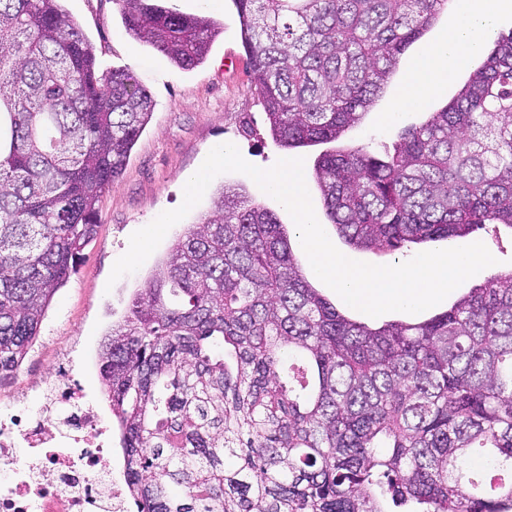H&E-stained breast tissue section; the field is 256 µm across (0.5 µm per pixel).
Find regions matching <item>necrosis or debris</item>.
I'll list each match as a JSON object with an SVG mask.
<instances>
[{
	"mask_svg": "<svg viewBox=\"0 0 512 512\" xmlns=\"http://www.w3.org/2000/svg\"><path fill=\"white\" fill-rule=\"evenodd\" d=\"M73 371L63 359L33 386L37 408L0 400V512H128L125 474L106 471L110 428Z\"/></svg>",
	"mask_w": 512,
	"mask_h": 512,
	"instance_id": "necrosis-or-debris-1",
	"label": "necrosis or debris"
}]
</instances>
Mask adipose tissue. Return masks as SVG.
Here are the masks:
<instances>
[{
	"label": "adipose tissue",
	"instance_id": "adipose-tissue-1",
	"mask_svg": "<svg viewBox=\"0 0 512 512\" xmlns=\"http://www.w3.org/2000/svg\"><path fill=\"white\" fill-rule=\"evenodd\" d=\"M505 9L512 10V0H461L447 32L412 65L399 90L398 105L423 101L447 87L456 73L470 64L481 35Z\"/></svg>",
	"mask_w": 512,
	"mask_h": 512
}]
</instances>
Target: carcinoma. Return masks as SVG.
Wrapping results in <instances>:
<instances>
[{
  "label": "carcinoma",
  "mask_w": 512,
  "mask_h": 512,
  "mask_svg": "<svg viewBox=\"0 0 512 512\" xmlns=\"http://www.w3.org/2000/svg\"><path fill=\"white\" fill-rule=\"evenodd\" d=\"M178 68L224 25L119 0ZM270 136L357 128L452 0H232ZM153 101L102 72L62 0H0V378L34 346ZM312 180L358 250L512 229V31L383 156ZM138 512H512V271L425 321L373 328L313 288L278 216L239 186L173 245L102 345ZM475 448L487 468H464Z\"/></svg>",
  "instance_id": "1"
}]
</instances>
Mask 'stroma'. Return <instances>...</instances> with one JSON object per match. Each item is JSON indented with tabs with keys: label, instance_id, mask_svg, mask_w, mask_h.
<instances>
[{
	"label": "stroma",
	"instance_id": "35a3bbf8",
	"mask_svg": "<svg viewBox=\"0 0 512 512\" xmlns=\"http://www.w3.org/2000/svg\"><path fill=\"white\" fill-rule=\"evenodd\" d=\"M173 11L223 21L224 33L212 45L206 61L190 71L173 66L160 52L139 43L128 33L118 0H64L65 10L78 22L94 47L100 70L126 68L150 93L152 118L133 148L122 176L102 194L97 234L82 252L69 281L54 295L40 336L20 369L0 380V390L16 391L44 376L49 362L67 351H78L76 377L87 398L107 403L99 374L100 344L114 322L126 313L130 295L144 286L155 267L167 256L174 240L198 223L210 210L211 195L174 225L154 253L134 273L109 283L112 267L129 246L130 235L160 213L183 201L185 173L197 170L209 151L220 144H235L251 164L271 167L278 159L304 158L305 173H312L321 146L288 151L267 132L262 101L245 68H230L229 59L243 60L239 21L231 0H165ZM451 12L434 21L426 35L405 53L391 84L365 116L360 128L342 140L348 147L366 146L375 152L391 150L401 132L425 122L444 106L467 80L458 74L442 93L427 101L399 109L395 99L410 67L420 53L448 29ZM325 232L341 252L353 259L378 265L405 262L434 250L431 242L411 244L398 252L350 251L333 226ZM467 243L481 242L495 257L489 266L456 288L438 311H445L483 284L491 275L512 270V230L497 224L475 229Z\"/></svg>",
	"mask_w": 512,
	"mask_h": 512
}]
</instances>
